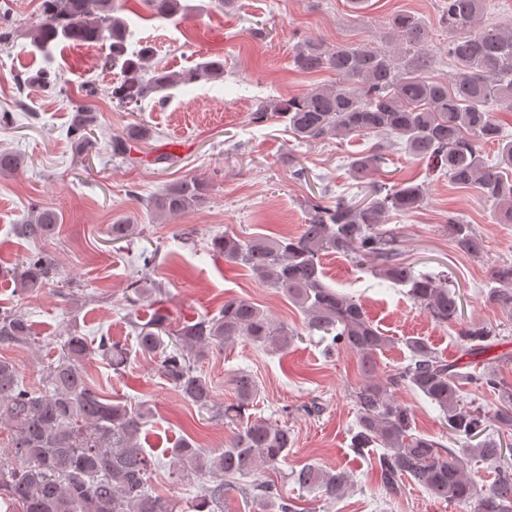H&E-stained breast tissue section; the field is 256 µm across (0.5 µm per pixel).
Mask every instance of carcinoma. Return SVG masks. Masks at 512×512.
Returning a JSON list of instances; mask_svg holds the SVG:
<instances>
[{"mask_svg": "<svg viewBox=\"0 0 512 512\" xmlns=\"http://www.w3.org/2000/svg\"><path fill=\"white\" fill-rule=\"evenodd\" d=\"M145 2L158 19L186 9L181 0ZM484 4L485 0H447L442 24L448 28V60L457 67L454 78L427 76L434 63L430 28L419 17L398 13L387 21L401 42L398 54L372 43L329 48L317 40H303L293 56L296 70L329 69L339 81L266 101L252 112V121L281 118L302 144L336 136L376 137L373 146L354 154L350 162L360 182L386 164L390 149L399 144L408 154L428 160L451 182L478 187L495 207L498 223L512 224V140L498 121V113L512 112V29L483 21ZM120 10L118 0H41L32 46L49 58L61 42H109L107 63L122 74L110 95L122 107H138L147 99L162 104L165 91L174 86L224 77L222 56L204 57L180 73L150 69L151 47L128 53L130 30L117 16ZM98 128L97 113L75 103L67 135L77 155L97 149ZM148 137L149 131L139 128L113 136L111 154L133 162L137 145ZM486 144L498 146V163L484 160L481 147ZM23 163L19 155L0 151V174H11ZM206 186L201 176L170 183L151 198L149 208L169 217L202 208L207 203ZM426 200L424 185L412 180L393 185L373 182L360 200L341 196L332 204L310 201L305 223L293 237L226 233L214 237L212 247L224 262L248 269L261 284L288 297L303 311L310 330L331 336V350L357 357L365 380L353 392L357 422L350 448L358 455L376 445L383 449L376 470L384 489L398 494L409 482L437 499L467 505L470 512H512V468L504 448L490 437L469 444L484 433L490 420L506 432L512 430V384L494 373L464 372L461 364L414 337L405 340L408 363L392 375L378 377V356L393 344L392 337L370 320L359 300L324 282L321 259L328 253L357 266L371 262L380 278L405 288L414 305L435 322L456 323L458 295L448 287V278L417 274L399 261L396 235L382 228L386 213H412ZM57 224L55 211L33 207L16 232L26 239L48 238ZM444 229L463 253L483 252L484 240L473 225L450 215ZM52 268L49 256L32 254L12 275L20 288L30 291L47 280ZM489 283L487 301L512 312V263L494 267ZM134 331L139 351L158 357L159 373L199 410L223 419L232 432L217 452L208 453L186 439L170 450L172 476L179 479L189 471L200 476L188 512H224V502L235 489L253 490L262 512H297L276 485L254 478L260 469H273L284 461L293 445L288 426L250 413L259 395L254 376L237 370L231 377L233 400L220 408L207 381L194 373L191 359L242 338L286 352L300 333L238 298L224 300L219 315L179 328L171 352L163 338L168 333L163 315L134 325ZM458 336L466 355L476 356L490 349L499 333L471 323L462 326ZM33 341L34 330L25 314L0 313V345ZM93 353L110 359L117 369L127 360L126 349L106 336L94 347L86 337L71 334L59 359L47 367L44 390L39 392L23 386L15 365L0 358V426L13 431L10 446L0 453V498L19 505L21 512H174L170 501L154 494L150 484L160 461L151 459L141 444L149 411L132 410L102 394L83 367ZM466 383L497 393L494 415L481 406L461 405ZM401 385L420 392L439 409L449 439L465 437L463 455L412 433V411L395 398ZM469 458L501 462L502 470L480 489L466 472ZM291 479L299 491H319L330 499L350 483L346 473L313 464L293 470Z\"/></svg>", "mask_w": 512, "mask_h": 512, "instance_id": "obj_1", "label": "carcinoma"}]
</instances>
